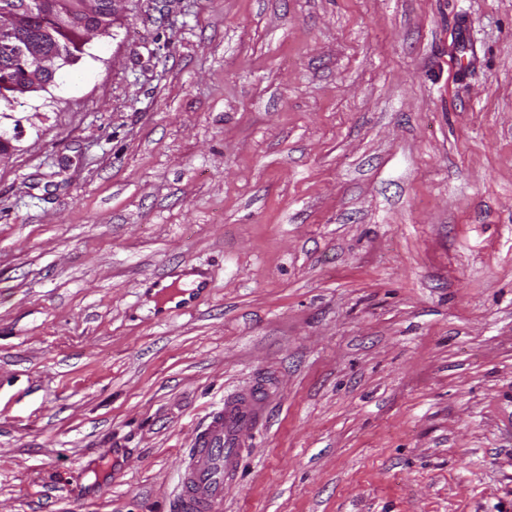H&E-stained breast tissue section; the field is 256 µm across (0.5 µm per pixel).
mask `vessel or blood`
I'll return each instance as SVG.
<instances>
[{
    "instance_id": "vessel-or-blood-1",
    "label": "vessel or blood",
    "mask_w": 512,
    "mask_h": 512,
    "mask_svg": "<svg viewBox=\"0 0 512 512\" xmlns=\"http://www.w3.org/2000/svg\"><path fill=\"white\" fill-rule=\"evenodd\" d=\"M268 415L267 393L261 386L213 407L183 461L177 512H223L224 488L237 476L244 441L266 423Z\"/></svg>"
}]
</instances>
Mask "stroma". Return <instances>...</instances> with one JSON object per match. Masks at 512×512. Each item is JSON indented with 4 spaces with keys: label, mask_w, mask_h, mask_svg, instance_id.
<instances>
[{
    "label": "stroma",
    "mask_w": 512,
    "mask_h": 512,
    "mask_svg": "<svg viewBox=\"0 0 512 512\" xmlns=\"http://www.w3.org/2000/svg\"><path fill=\"white\" fill-rule=\"evenodd\" d=\"M0 162V512H512V0H121ZM207 286L163 306L153 281ZM268 415L263 386H253L213 407L183 461L176 512H223L224 487L237 476L244 441L267 422Z\"/></svg>",
    "instance_id": "obj_1"
}]
</instances>
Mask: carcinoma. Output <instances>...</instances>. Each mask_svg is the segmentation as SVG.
<instances>
[{
	"mask_svg": "<svg viewBox=\"0 0 512 512\" xmlns=\"http://www.w3.org/2000/svg\"><path fill=\"white\" fill-rule=\"evenodd\" d=\"M44 9L36 14H28L18 20L21 41H38L46 53L60 48L71 57V64L79 62L86 54L88 44L86 14L84 8H90L96 15V28L99 35L110 33L115 17L112 16V0H42ZM43 57L34 56L31 61L35 78L16 91L8 94L0 92V112L10 110L11 99L45 91L42 81L49 77L38 78Z\"/></svg>",
	"mask_w": 512,
	"mask_h": 512,
	"instance_id": "carcinoma-1",
	"label": "carcinoma"
}]
</instances>
